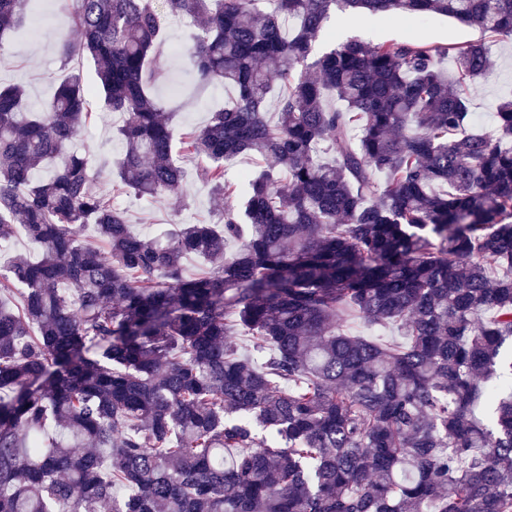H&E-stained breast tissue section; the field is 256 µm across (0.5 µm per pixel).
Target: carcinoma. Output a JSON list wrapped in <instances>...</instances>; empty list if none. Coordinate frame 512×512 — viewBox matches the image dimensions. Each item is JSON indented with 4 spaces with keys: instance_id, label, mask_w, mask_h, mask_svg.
<instances>
[{
    "instance_id": "obj_1",
    "label": "carcinoma",
    "mask_w": 512,
    "mask_h": 512,
    "mask_svg": "<svg viewBox=\"0 0 512 512\" xmlns=\"http://www.w3.org/2000/svg\"><path fill=\"white\" fill-rule=\"evenodd\" d=\"M29 2L0 0V48ZM336 10L512 40V0H72L62 56L93 62L121 117L122 190L182 201L190 154L240 198L156 238L72 146L79 73L38 110L0 85V242L41 248L0 272L21 299L0 303V512H512V275L493 273L512 269V93L472 130L487 43L315 55ZM171 17L195 24L198 79L231 91L179 142L152 90ZM244 156L276 165L230 180ZM190 255L212 271L186 275ZM350 314L407 343L351 335Z\"/></svg>"
}]
</instances>
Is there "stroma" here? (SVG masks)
Segmentation results:
<instances>
[{
    "mask_svg": "<svg viewBox=\"0 0 512 512\" xmlns=\"http://www.w3.org/2000/svg\"><path fill=\"white\" fill-rule=\"evenodd\" d=\"M71 0H32L27 18V32L17 34L0 47V83L22 86L31 107H39L50 98L55 82L67 71L82 72L87 83L95 75L87 60L63 62L60 46L72 27L67 22ZM194 31L189 21L171 20L168 45L163 64L167 70L164 81L153 91L174 114V131L182 133L203 126L212 107L223 104L225 92L218 85L200 84L193 75L186 57V47ZM388 40L413 38L430 46H462L484 40L482 30L454 19L389 17L362 18L348 26L333 20L316 42V49L351 37L367 40L373 36ZM512 91V42L493 43L490 64L484 75L469 89L470 115L476 128L489 130L495 123L497 99ZM119 116L102 111L99 100H92L85 127L74 143L90 151L96 170L94 187L124 208L131 229L146 237H154L176 224H214L219 219L222 201L214 199L208 186L196 176L194 162L185 164L182 206L173 199L136 198L118 193L112 179V160L122 145L113 135Z\"/></svg>",
    "mask_w": 512,
    "mask_h": 512,
    "instance_id": "stroma-1",
    "label": "stroma"
}]
</instances>
